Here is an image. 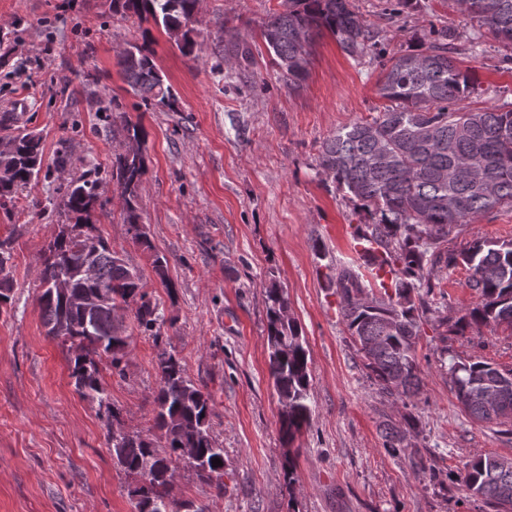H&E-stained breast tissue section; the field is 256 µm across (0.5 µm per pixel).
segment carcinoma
Instances as JSON below:
<instances>
[{
    "label": "carcinoma",
    "mask_w": 512,
    "mask_h": 512,
    "mask_svg": "<svg viewBox=\"0 0 512 512\" xmlns=\"http://www.w3.org/2000/svg\"><path fill=\"white\" fill-rule=\"evenodd\" d=\"M199 0H112L113 13L153 22L170 36H181L182 51L191 55L196 42L187 29ZM460 12L479 28H487L509 50L503 61L512 62V0H456ZM336 38L342 51L356 60L386 39L352 8L350 0H289L288 9L270 16L260 36L273 64L288 79L302 81L307 73L306 47L320 32ZM427 48L395 54L382 63L378 94L388 102L370 119L351 122L325 140L318 157L322 172L336 189L350 195L359 210L371 217L359 225L361 242L376 287L369 288L363 275L345 266L336 276L340 313L357 344L372 345L365 366L382 393L399 397L415 394L421 386L416 357L420 324L415 315L424 305L421 291L431 293L434 267L459 265L468 272V287L477 302L454 323L458 331L503 324L512 327V241H479L457 252L446 249L448 231L480 214L512 210V102L486 109H469L461 102L479 95L472 72L461 69L453 58L461 34L446 28L429 31ZM132 91L146 101L173 108L176 98L165 84L148 46L130 44L117 55ZM129 145L114 155L110 180L122 201V223L132 239L149 245L138 210L140 179L146 174L145 155L129 163L132 144H143L141 127L131 125ZM14 148L0 152V200L11 199L39 175L49 178L64 171L67 158L57 156L43 168L41 138L22 131L14 136ZM481 163L492 191L472 182L462 162ZM99 169L92 166L67 183L64 206L73 224H63L43 250L38 298L46 334L71 343L70 376L84 399L103 402L107 397L100 365L107 361L120 368L129 347L128 336L116 326V318L135 305L134 318L143 331L158 336V304L147 290L144 275L116 259L104 237L92 260L96 273L82 274L86 260L84 235L97 231L91 203L100 200ZM12 253L0 242V308L10 303ZM389 270L390 282L380 275ZM109 303L89 314L78 299L100 292ZM269 345V374L278 397L285 399L280 434L286 443L310 420L311 388L308 351L302 327L287 316L288 300L272 280L264 288ZM159 387L154 391V427L161 432L167 451L138 433L126 434L112 445L118 466L137 480L131 491L136 512H167L170 475L184 461L197 478L217 492H224V467L212 460L224 459L211 431L214 402L185 375L179 359L162 350L157 355ZM457 399L477 421L512 420V369H499L485 360L454 362L449 367ZM491 382L508 388L497 406L487 405L483 391ZM149 471H144L147 461ZM462 482L471 495L512 512V467L495 458L470 461Z\"/></svg>",
    "instance_id": "obj_1"
}]
</instances>
